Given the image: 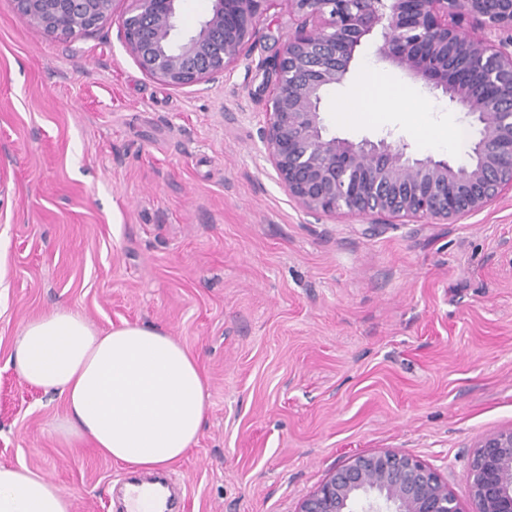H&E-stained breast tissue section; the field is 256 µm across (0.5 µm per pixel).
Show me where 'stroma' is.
Segmentation results:
<instances>
[{"label":"stroma","mask_w":512,"mask_h":512,"mask_svg":"<svg viewBox=\"0 0 512 512\" xmlns=\"http://www.w3.org/2000/svg\"><path fill=\"white\" fill-rule=\"evenodd\" d=\"M293 32L276 0L246 58L176 88L139 68L117 19L65 38L0 0V465L53 481L72 512H116L136 469L62 439L64 401L10 361L22 326L61 309L101 332L157 327L196 358L205 420L167 469L179 512H295L386 449L471 512L475 447L512 429V192L454 224L308 213L260 141ZM381 92L382 121L343 120ZM325 109L331 134H389L418 158L447 157L431 135L465 120L372 37Z\"/></svg>","instance_id":"stroma-1"}]
</instances>
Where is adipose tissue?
Masks as SVG:
<instances>
[{
	"label": "adipose tissue",
	"instance_id": "obj_1",
	"mask_svg": "<svg viewBox=\"0 0 512 512\" xmlns=\"http://www.w3.org/2000/svg\"><path fill=\"white\" fill-rule=\"evenodd\" d=\"M12 360L25 381L64 400V438L115 461L168 467L195 443L205 419L196 359L154 327L101 334L79 313L58 310L23 325ZM0 512H71V502L27 467L0 465Z\"/></svg>",
	"mask_w": 512,
	"mask_h": 512
}]
</instances>
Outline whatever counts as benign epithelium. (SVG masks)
<instances>
[{"label": "benign epithelium", "instance_id": "1", "mask_svg": "<svg viewBox=\"0 0 512 512\" xmlns=\"http://www.w3.org/2000/svg\"><path fill=\"white\" fill-rule=\"evenodd\" d=\"M43 32L81 36L119 0H13ZM126 49L149 76L174 87L225 74L245 53L272 0H212L189 37L173 38L177 0H128ZM295 31L271 70L261 143L288 195L310 212L452 224L512 191V0H283ZM476 127L465 163L415 158L383 137L358 143L327 132L323 98L342 83L362 39ZM472 512H512V429L480 440L468 467ZM365 497L392 512H462L448 483L395 450L353 456L295 512H353Z\"/></svg>", "mask_w": 512, "mask_h": 512}]
</instances>
